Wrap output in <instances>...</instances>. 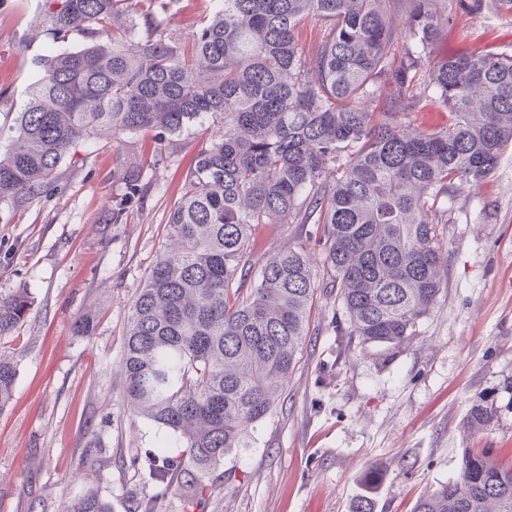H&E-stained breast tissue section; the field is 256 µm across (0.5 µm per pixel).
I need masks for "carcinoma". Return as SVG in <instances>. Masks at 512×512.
Segmentation results:
<instances>
[{"instance_id":"cac0c4a2","label":"carcinoma","mask_w":512,"mask_h":512,"mask_svg":"<svg viewBox=\"0 0 512 512\" xmlns=\"http://www.w3.org/2000/svg\"><path fill=\"white\" fill-rule=\"evenodd\" d=\"M442 2L218 0L182 40L158 19L165 0H42L57 48L39 59L14 144L0 153L1 203L41 194L93 140H112L120 157L127 134L222 119L184 174L168 244L129 308L120 363L128 409L170 435L151 455V477L178 487L188 512L208 497L209 471L272 410L317 288L336 290L359 344L387 349L418 335L443 292L448 255L436 229L448 211L438 201L485 180L512 147V54L433 57ZM308 21L320 27L309 51ZM75 35L84 46L65 48ZM427 98L448 124L396 123ZM144 192L141 164L126 165L112 223ZM259 224L320 226L322 284L305 243L253 269ZM32 305L23 288L0 295V339ZM17 372L0 355V412ZM495 418L484 401L468 423L482 430ZM61 512L109 509L87 491ZM413 512H512V461L464 449L457 475Z\"/></svg>"}]
</instances>
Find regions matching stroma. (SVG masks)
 <instances>
[{"mask_svg":"<svg viewBox=\"0 0 512 512\" xmlns=\"http://www.w3.org/2000/svg\"><path fill=\"white\" fill-rule=\"evenodd\" d=\"M40 2L0 0L1 152L51 45ZM446 4L452 22L438 54H512V12ZM209 9L210 0H172L161 19L182 39ZM220 127L207 118L160 144L126 135L128 160H157L143 167L147 192L124 223L108 213L123 172L105 140L66 160L38 197L0 203V294L25 288L34 299L27 321L0 340L18 366L14 400L0 411V512H60L89 489L110 512H135L153 494L146 454L160 435L122 398L126 316L165 243L183 176ZM444 205L447 286L417 339L395 353L360 347L340 302L318 290L284 390L210 474L204 512H350L364 492L375 512H412L457 474L464 449L512 458V149ZM316 233L313 224L258 225L252 259L263 264ZM86 314L96 328L81 336L73 323ZM481 399L498 419L476 432L467 414Z\"/></svg>","mask_w":512,"mask_h":512,"instance_id":"1","label":"stroma"}]
</instances>
